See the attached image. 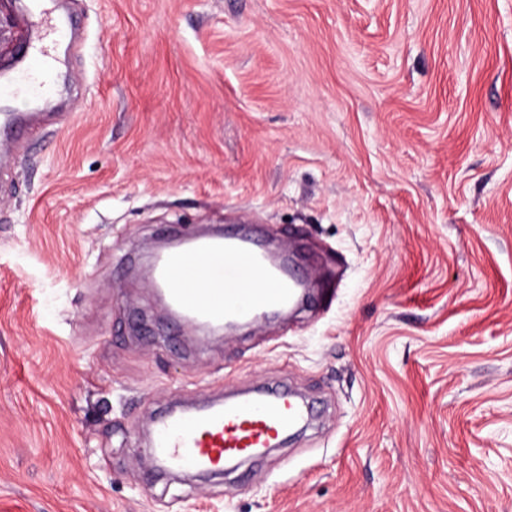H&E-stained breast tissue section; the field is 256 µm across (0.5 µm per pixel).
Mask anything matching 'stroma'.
<instances>
[{"mask_svg":"<svg viewBox=\"0 0 512 512\" xmlns=\"http://www.w3.org/2000/svg\"><path fill=\"white\" fill-rule=\"evenodd\" d=\"M64 6L0 163V512H512V0ZM243 226L309 305L171 324L149 254ZM253 382L319 428L241 487L152 477L158 409Z\"/></svg>","mask_w":512,"mask_h":512,"instance_id":"1","label":"stroma"}]
</instances>
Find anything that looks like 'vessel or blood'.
<instances>
[{"instance_id":"b4317fda","label":"vessel or blood","mask_w":512,"mask_h":512,"mask_svg":"<svg viewBox=\"0 0 512 512\" xmlns=\"http://www.w3.org/2000/svg\"><path fill=\"white\" fill-rule=\"evenodd\" d=\"M56 0H43L11 54L14 66L0 74V100L45 97L55 86V44L73 30L59 23ZM150 279L168 312L200 325L246 322L263 312L295 306L301 282L243 236H214L157 255ZM308 406L285 388L239 391L197 408L174 410L155 422L149 453L158 471L212 473L255 458L309 419Z\"/></svg>"}]
</instances>
